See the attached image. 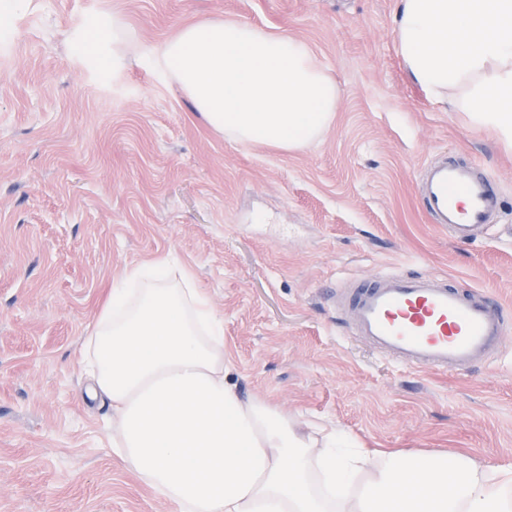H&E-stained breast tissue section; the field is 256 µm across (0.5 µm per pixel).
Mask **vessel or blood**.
Listing matches in <instances>:
<instances>
[{
	"instance_id": "obj_1",
	"label": "vessel or blood",
	"mask_w": 512,
	"mask_h": 512,
	"mask_svg": "<svg viewBox=\"0 0 512 512\" xmlns=\"http://www.w3.org/2000/svg\"><path fill=\"white\" fill-rule=\"evenodd\" d=\"M418 202L460 243L500 210L498 182L477 164L434 160L419 174ZM351 332L402 365L438 373L489 362L512 330V311L484 290L442 273L384 269L338 287Z\"/></svg>"
}]
</instances>
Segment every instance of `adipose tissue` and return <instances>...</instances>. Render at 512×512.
<instances>
[{"instance_id":"1","label":"adipose tissue","mask_w":512,"mask_h":512,"mask_svg":"<svg viewBox=\"0 0 512 512\" xmlns=\"http://www.w3.org/2000/svg\"><path fill=\"white\" fill-rule=\"evenodd\" d=\"M410 80L512 153V0H398ZM161 75L229 140L283 151L338 109L311 47L234 19L183 26L150 47ZM127 270L84 340L90 398L112 406V453L176 512H512V464L365 448L226 376L224 321L170 257Z\"/></svg>"}]
</instances>
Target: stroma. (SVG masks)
<instances>
[{"label": "stroma", "mask_w": 512, "mask_h": 512, "mask_svg": "<svg viewBox=\"0 0 512 512\" xmlns=\"http://www.w3.org/2000/svg\"><path fill=\"white\" fill-rule=\"evenodd\" d=\"M398 0H13L0 42V512H175L112 454L82 342L127 269L170 255L224 320L229 377L367 447L512 463V334L490 364L413 370L352 336L345 277L428 270L512 308V154L408 78ZM125 26L108 67L76 52ZM231 18L307 42L340 92L334 122L285 152L214 132L146 47ZM464 157L501 210L461 244L416 199L420 168Z\"/></svg>", "instance_id": "1"}]
</instances>
